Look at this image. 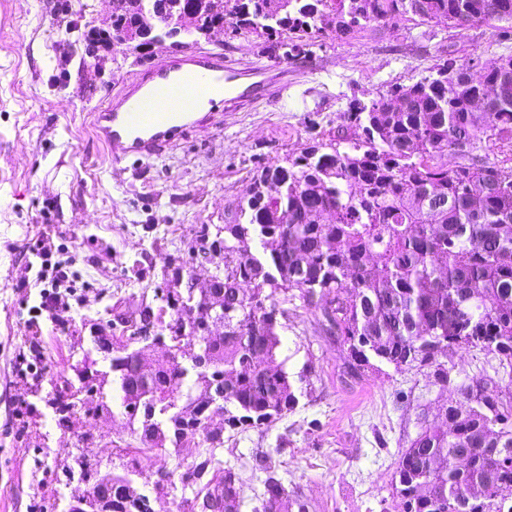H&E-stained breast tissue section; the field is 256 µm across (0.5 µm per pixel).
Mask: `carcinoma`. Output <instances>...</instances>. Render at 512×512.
I'll return each mask as SVG.
<instances>
[{"label":"carcinoma","mask_w":512,"mask_h":512,"mask_svg":"<svg viewBox=\"0 0 512 512\" xmlns=\"http://www.w3.org/2000/svg\"><path fill=\"white\" fill-rule=\"evenodd\" d=\"M145 0H123L112 33L134 31ZM167 12H189L196 29L217 22L258 35H296L288 53L304 52L311 30L351 38L371 24L396 26L409 16L464 27L490 21L512 24V0H155ZM467 65L445 58L433 73L410 85H392L368 104L354 99L327 143H316L263 168L248 186L250 199L214 240L224 268L210 287L224 292V338L209 345L206 370L158 362L151 374L139 355L119 346L112 355V394L142 442L153 440L148 417L165 427L173 446L200 440L205 453L186 472L194 497L239 512L236 474L220 469L214 449L220 432H206L211 410L200 397L212 382L224 385V425L258 428L298 402L276 360L281 340L277 304L264 287L299 291L320 307L327 331L346 346L352 370L374 362L397 369L414 363L433 368L440 383L448 369L436 359L467 346L512 367V167L482 158L450 168L441 157L468 155L491 131L512 141V81L500 84L492 112H475L480 89L448 86V70ZM288 210L281 224L278 211ZM253 287L250 296L242 286ZM270 304H265V301ZM173 323L204 331V313L171 305ZM94 390L88 380L51 401L64 421ZM178 392L171 403L159 394ZM448 407V428L425 426L394 471L401 512H448V499L467 501V512H512V391L503 402L497 383L460 388ZM280 496L279 512H308L307 504ZM109 512H154L150 500L117 493Z\"/></svg>","instance_id":"obj_1"}]
</instances>
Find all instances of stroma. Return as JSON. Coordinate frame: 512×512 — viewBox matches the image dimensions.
Returning a JSON list of instances; mask_svg holds the SVG:
<instances>
[{"label":"stroma","instance_id":"stroma-1","mask_svg":"<svg viewBox=\"0 0 512 512\" xmlns=\"http://www.w3.org/2000/svg\"><path fill=\"white\" fill-rule=\"evenodd\" d=\"M110 11V0H0V512H56L83 494L84 484L65 469L85 433L113 471L131 456L147 457L135 487L155 512H186L179 478L204 444L146 452L116 401L109 417L80 412L70 427L56 425L49 402L74 379L92 326L133 335L139 309L163 305L170 258L187 257L201 228L232 218L257 167L335 134L350 99L370 102L390 85L428 76L449 56L478 71L512 55V33L487 24L413 19L352 39L315 35L305 55L286 61L261 53L256 34L227 30L197 39L191 50L245 64L287 63L283 99L225 113L222 131L199 132L165 158L115 164L88 114L150 57L89 44L90 30H106ZM46 210L54 244L64 245L90 284L81 303L51 316L36 311L38 289L17 287ZM273 299L286 310L278 359L298 403L262 427L225 429L218 456L236 475L239 512L262 504L264 461L309 512H400L392 478L401 453L440 406L458 400L457 385L497 381L506 370L496 355L462 348L447 358V385L419 366L381 364L353 378L320 310L280 292ZM32 345L43 372L24 376L16 356ZM163 466L175 480L158 492Z\"/></svg>","mask_w":512,"mask_h":512}]
</instances>
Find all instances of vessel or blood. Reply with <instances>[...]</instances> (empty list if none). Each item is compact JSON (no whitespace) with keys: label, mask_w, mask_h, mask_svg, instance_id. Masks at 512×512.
<instances>
[{"label":"vessel or blood","mask_w":512,"mask_h":512,"mask_svg":"<svg viewBox=\"0 0 512 512\" xmlns=\"http://www.w3.org/2000/svg\"><path fill=\"white\" fill-rule=\"evenodd\" d=\"M288 69L244 67L223 54L162 55L134 72L91 114L97 138L119 164L158 158L194 132L224 125V114L282 98Z\"/></svg>","instance_id":"vessel-or-blood-1"}]
</instances>
